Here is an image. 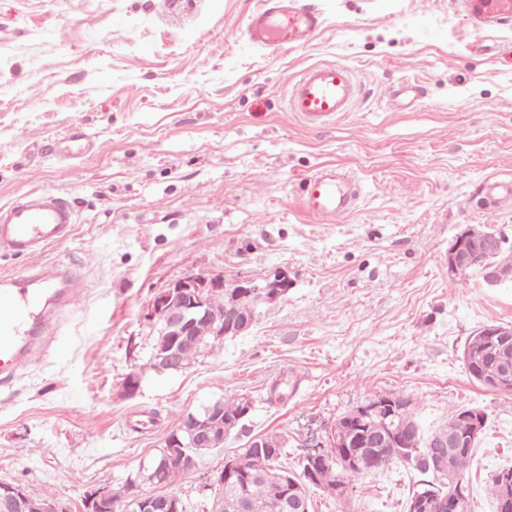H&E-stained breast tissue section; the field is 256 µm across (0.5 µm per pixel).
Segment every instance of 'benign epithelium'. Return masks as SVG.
Here are the masks:
<instances>
[{"mask_svg":"<svg viewBox=\"0 0 512 512\" xmlns=\"http://www.w3.org/2000/svg\"><path fill=\"white\" fill-rule=\"evenodd\" d=\"M503 235L483 226H469L462 230L448 248V273H455L466 265L478 266V274L489 286H500L512 280V249L506 250ZM234 287L240 289L251 304L238 307L233 305L221 315L210 312L208 296L224 289L222 275H189L169 283L153 297L147 319L158 340L152 356L158 360L157 367L163 370H183L179 350L196 342L197 327L201 323L208 326L209 338L222 342L228 336L245 335L255 322L258 309L278 300L288 291V275L282 273L272 280L237 281ZM489 389L495 392L512 393V364L503 361L500 368L487 379ZM395 409L380 399H372L348 414V419L358 425L373 417L390 418ZM487 416L477 408H464L457 431L448 435H438L428 441L426 458L429 469L439 481L448 473V462L441 461L435 449H448L452 455L455 448H475L483 439ZM186 426L179 427L167 436L170 454L165 464H194L186 455L187 448H214L224 444V438L235 428V422H224V411L214 406L208 413L198 417L192 413L185 416ZM412 426L392 423L379 433H362L358 436L349 433L332 432L327 447L332 454L310 455L304 458V469L311 473L310 463L320 459H337L346 467L358 466L357 454L352 448H368L378 444L404 448V457L417 450L411 443L408 432ZM434 484L415 493L411 500L410 512H460L468 499V485L459 477L451 478V488L447 492H434ZM493 493L499 503V512H512V473L505 470L494 476ZM110 495V487L104 486L89 491L84 500L86 512H104ZM139 512H186L183 500L174 494L136 496ZM304 490L295 481L284 483L283 494L276 501L277 512H302ZM0 512H68L55 501L34 496L23 487L7 481H0Z\"/></svg>","mask_w":512,"mask_h":512,"instance_id":"obj_1","label":"benign epithelium"}]
</instances>
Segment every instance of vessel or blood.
Here are the masks:
<instances>
[{
    "instance_id": "1",
    "label": "vessel or blood",
    "mask_w": 512,
    "mask_h": 512,
    "mask_svg": "<svg viewBox=\"0 0 512 512\" xmlns=\"http://www.w3.org/2000/svg\"><path fill=\"white\" fill-rule=\"evenodd\" d=\"M323 24L321 13L303 0H263L248 19L246 35L263 48L297 46L312 40ZM358 96L352 68L319 63L305 68L291 83L286 109L304 123L319 125L353 111ZM301 184L300 205L320 223H337L356 205L357 186L346 171L324 166L303 177ZM76 222V208L67 196L44 190L27 192L0 206V253H39L68 240ZM55 281V276L45 274L33 288L11 278L0 280V379H9L27 354L32 327Z\"/></svg>"
}]
</instances>
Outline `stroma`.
<instances>
[{
    "mask_svg": "<svg viewBox=\"0 0 512 512\" xmlns=\"http://www.w3.org/2000/svg\"><path fill=\"white\" fill-rule=\"evenodd\" d=\"M0 0V205L62 191L78 223L39 262L0 254V278L68 270L80 302L56 312L0 383V480L83 512L122 482L182 417L246 396L252 414L166 488L212 512V478L258 435L282 463L329 441L339 418L402 391L425 431L462 407L487 415L467 473L469 512H496L490 480L512 468V394L465 370L466 342L512 323V283L448 272V247L483 225L512 240V206H483L512 179V15L473 0H305L325 20L307 44L245 35L260 0ZM351 67L354 111L308 127L287 89L308 66ZM82 127L90 150L57 142ZM326 165L355 177L356 208L321 224L299 181ZM287 273L288 292L251 330L186 369L126 376L148 359L156 292L189 274L226 283ZM296 384L269 403L274 381ZM422 477L403 463L314 488L310 512H404Z\"/></svg>",
    "mask_w": 512,
    "mask_h": 512,
    "instance_id": "obj_1",
    "label": "stroma"
}]
</instances>
